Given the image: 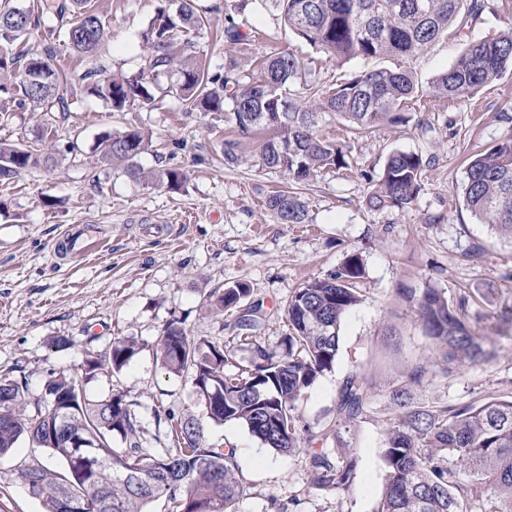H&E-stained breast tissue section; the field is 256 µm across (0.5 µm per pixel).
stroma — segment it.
I'll use <instances>...</instances> for the list:
<instances>
[{"label":"stroma","mask_w":512,"mask_h":512,"mask_svg":"<svg viewBox=\"0 0 512 512\" xmlns=\"http://www.w3.org/2000/svg\"><path fill=\"white\" fill-rule=\"evenodd\" d=\"M494 2L495 11L484 12L465 38L440 41L413 62L422 80L446 70L463 39L492 37L512 23V0ZM94 3L107 27L97 65L108 75L136 72L147 55L139 33L162 0ZM194 5L206 16L208 30L198 40L196 56L210 70L231 55L254 72L266 56L284 49L314 59L327 84L369 67L360 59L332 62L257 0H195ZM233 22L256 28V37L238 45L213 39V32ZM53 63L68 75L69 113L49 116L29 104L0 120L1 141L34 148L41 145L43 123L52 121L66 149L56 167L0 179V377L25 383L29 401L42 396L50 373L79 371L87 354L132 336L138 353L120 372L85 383L84 392L96 400L115 390L134 402L141 425L134 439L148 452L172 444L153 418L155 407L164 406L200 418L204 444L235 449L247 489L239 512H270L273 499L287 512H376L395 389H405L415 407L456 408L512 395V326L497 323L503 307H512V244L476 223L457 197L472 149L494 145L512 129L498 118L500 107L512 105V74L468 98L432 99L407 125L356 134L342 121L324 117L318 134L348 146L350 165L304 188L305 222L283 224L265 200L287 179L264 165L258 139H238V160L227 164L224 142L235 137L229 125L183 112L170 97L149 111L134 106L112 111L84 96L77 76L85 65L66 47H58ZM127 128L152 137L151 150L139 159L145 170L186 172L181 191L133 180L99 161V137ZM396 151L427 161L423 189L409 209L370 210L371 181ZM475 245L482 255L468 257ZM355 252L364 262L362 301L342 323L333 368L318 377L299 406L300 425L317 433V447L334 455L351 449L358 461L349 490L338 496L310 488L302 448L279 454L243 425L206 419L191 379L168 375L157 362L155 341L167 323H178L190 338L228 348L233 357L228 370L236 372L250 363L249 348L238 339V321L244 307L259 303L263 317L251 334L270 353L281 354L289 333L288 297L336 272ZM238 283L250 290L241 306L208 313L209 294ZM429 286L451 301L464 294L476 299L480 317L472 326L493 342L490 364L445 372L434 365L412 301ZM59 337L68 339L67 347L54 346ZM416 370L422 376L414 382L410 375ZM353 373L364 377L367 401L358 417L344 423L337 407L343 382ZM35 457L44 460L48 454L25 437L0 455V512H43L17 472Z\"/></svg>","instance_id":"35a3bbf8"}]
</instances>
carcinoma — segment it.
Segmentation results:
<instances>
[{"instance_id": "carcinoma-1", "label": "carcinoma", "mask_w": 512, "mask_h": 512, "mask_svg": "<svg viewBox=\"0 0 512 512\" xmlns=\"http://www.w3.org/2000/svg\"><path fill=\"white\" fill-rule=\"evenodd\" d=\"M277 12L288 28L327 58L345 62L360 58L382 65L324 85L311 62L292 50L268 57L257 74L240 69L234 57L211 72L193 55L196 38L206 29L193 0L178 8L161 7L140 32L148 54L137 73L105 78L93 56L105 33V23L91 0H38L37 9L0 0V117L12 107L35 103L45 112H68L61 86L67 74L52 65V45L42 55L25 48L38 30L47 40L65 37L73 54L88 63L79 75L82 91L114 112L134 105L151 109L166 97L179 99L187 112H201L232 125L240 135L270 133L261 144L266 167L283 171L296 185L307 184L324 171L349 166L348 150L317 134L319 121L329 115L355 131L411 121L421 100L474 95L512 70V27L499 34L467 41L445 71L426 84L407 62L424 54L443 36L459 35L488 9L490 0H261ZM252 31L244 24L224 27V41L239 44ZM151 145L137 129L115 130L97 143L98 160L118 167L139 181L169 190L181 188L185 173L178 168L146 172L139 157ZM56 142L40 150L23 143L0 142V178L58 163ZM426 163L411 152L389 155L368 197L370 208L405 209L417 200ZM462 205L499 239L512 242V132L491 148L474 155L462 180ZM266 205L282 224H302L307 211L295 191L268 196ZM364 273L360 254L347 256L341 268L324 279L296 289L286 302L291 333L286 352L272 356L250 343V366L231 374L224 347L189 338L175 322L157 338L156 358L176 377H189L207 417L217 424L239 423L264 445L289 452L299 443V403L317 378L330 370L339 349L345 316L360 302L358 280ZM248 290L241 285L212 297L210 309L237 304ZM426 336L446 362L460 366L485 363L491 353L485 337L470 326V299L452 302L436 288L415 298ZM139 350L133 337L112 342L86 359L82 373L52 372L44 395L28 409L24 385L0 382V454L26 436L34 445L64 463L59 472L34 461L19 467L18 478L39 499L45 512H58L63 491L79 497L84 512H147L156 500L167 512H237L246 493L234 449L205 446L198 419L155 410L157 424L169 427L176 444L156 455L131 443L112 447L113 438L129 439L138 427L132 402L121 393L99 400L75 392L99 374L120 371ZM367 400L364 381L349 375L337 412L351 421ZM393 400L402 409L390 423L383 452L384 488L376 512H512V396L434 410L406 407L402 395ZM80 429L103 436L98 453L112 457V470L79 476L66 437ZM307 432L311 488L347 491L356 460L348 454L331 456L312 444Z\"/></svg>"}]
</instances>
